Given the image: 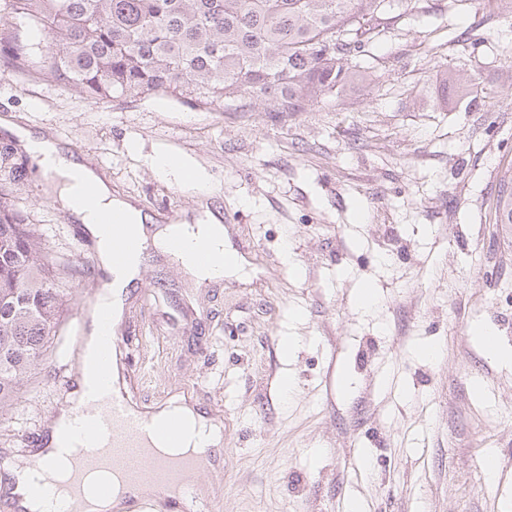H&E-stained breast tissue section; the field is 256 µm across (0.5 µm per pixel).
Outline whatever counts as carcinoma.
Returning a JSON list of instances; mask_svg holds the SVG:
<instances>
[{"label": "carcinoma", "mask_w": 512, "mask_h": 512, "mask_svg": "<svg viewBox=\"0 0 512 512\" xmlns=\"http://www.w3.org/2000/svg\"><path fill=\"white\" fill-rule=\"evenodd\" d=\"M385 0H3L29 32L0 38L25 71L49 69L86 99L170 93L226 112H306L365 80L349 56L371 43ZM472 77L447 71L445 92ZM0 185V411L40 365L67 302L56 282L87 274L47 258ZM495 221L512 224V173Z\"/></svg>", "instance_id": "1"}]
</instances>
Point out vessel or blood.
Segmentation results:
<instances>
[{
  "mask_svg": "<svg viewBox=\"0 0 512 512\" xmlns=\"http://www.w3.org/2000/svg\"><path fill=\"white\" fill-rule=\"evenodd\" d=\"M106 225L112 234V265L122 268L129 253L147 249L148 244L124 231L121 215H111ZM167 250L171 256L196 263L220 266L225 256L205 247L185 250L182 243L172 241ZM84 315H76L71 350L61 366L62 371L75 372L85 350ZM99 346L105 356L121 353L120 328L112 326L108 311L100 313ZM69 414L55 454L67 459L66 508L64 512H85L83 507L86 479L90 472L112 474L114 483L107 494L120 498L129 512H212V505L202 498L192 475L205 472L213 464L209 448L201 447L178 454L181 433L173 422L159 423L148 410L131 403L122 381L111 389L83 387L81 396H72L61 404ZM171 448V455L158 453V446Z\"/></svg>",
  "mask_w": 512,
  "mask_h": 512,
  "instance_id": "obj_1",
  "label": "vessel or blood"
}]
</instances>
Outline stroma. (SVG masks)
I'll use <instances>...</instances> for the list:
<instances>
[{"label":"stroma","instance_id":"stroma-1","mask_svg":"<svg viewBox=\"0 0 512 512\" xmlns=\"http://www.w3.org/2000/svg\"><path fill=\"white\" fill-rule=\"evenodd\" d=\"M388 28L350 60L366 83L309 111L227 112L166 94L92 102L47 73L0 61V118L49 133L105 174L151 229L220 219L239 272L195 283L147 251L123 334L157 409L194 400L224 414V452L201 474L222 512H512V229L494 221L512 170V14L500 0H393ZM473 77L442 98L445 70ZM16 178L8 201L51 258L81 264L96 243L64 212L50 176L0 128ZM176 153L204 190L161 175ZM291 249L292 261L283 258ZM374 282L378 305L355 304ZM0 412V452L37 448L58 401L73 311ZM429 343L438 359L420 357ZM292 378L290 397L280 391ZM494 450L488 479L476 451Z\"/></svg>","mask_w":512,"mask_h":512}]
</instances>
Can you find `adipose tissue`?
Wrapping results in <instances>:
<instances>
[{"instance_id":"1","label":"adipose tissue","mask_w":512,"mask_h":512,"mask_svg":"<svg viewBox=\"0 0 512 512\" xmlns=\"http://www.w3.org/2000/svg\"><path fill=\"white\" fill-rule=\"evenodd\" d=\"M0 127L14 134L36 160L40 170L51 176L65 205L96 239L101 267L111 270V237L103 226L104 220L112 213H123L126 232L141 236L145 233V218L141 212L129 203L113 197L105 179L84 163L66 155L59 141L17 126L6 117L0 119ZM173 239L202 242L220 251L224 248V227L212 220L197 224L183 221L163 227L154 236L155 244L160 246Z\"/></svg>"}]
</instances>
